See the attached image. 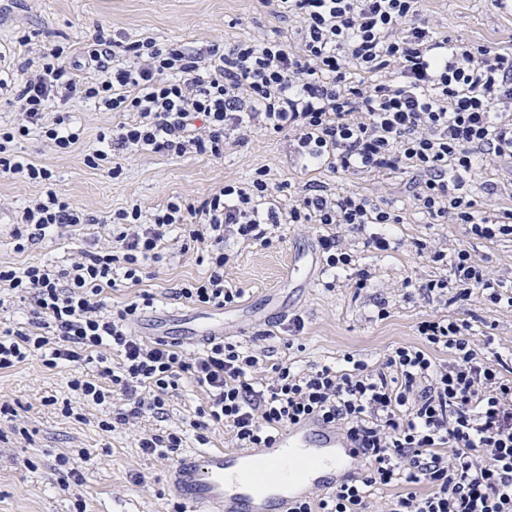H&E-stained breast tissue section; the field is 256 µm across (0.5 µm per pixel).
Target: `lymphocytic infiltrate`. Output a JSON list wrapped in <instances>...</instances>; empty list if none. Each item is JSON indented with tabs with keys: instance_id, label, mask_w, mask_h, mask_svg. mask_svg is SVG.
<instances>
[{
	"instance_id": "lymphocytic-infiltrate-1",
	"label": "lymphocytic infiltrate",
	"mask_w": 512,
	"mask_h": 512,
	"mask_svg": "<svg viewBox=\"0 0 512 512\" xmlns=\"http://www.w3.org/2000/svg\"><path fill=\"white\" fill-rule=\"evenodd\" d=\"M275 18L294 23L260 39L211 45L200 54L184 44L112 38L97 31L80 59L45 49L37 69L7 72L22 121L0 132V175L43 184L28 201L12 237L17 252L64 229L90 223L54 187L45 165L18 152L31 134L67 150L81 140L66 104L80 101L127 118L99 132L90 165L143 151L177 158L224 154L226 140L244 145L253 133L292 132L310 165L342 175L409 172L414 200L427 219L461 224L468 236L512 235V211H481L468 191L483 160L512 157V50L440 34L425 0H267ZM101 79L83 80L80 68ZM112 242L78 250L70 265H0V290L29 305L27 321L0 325V369L38 358L49 368L71 364L73 390L100 406L104 431L160 418L179 380L206 401L193 430L226 425L236 447L266 448L274 435L319 416L358 443L363 467L336 489L295 503L291 512H367L376 487L405 486L390 512H512V379L478 357L470 322L421 321V343L400 345L384 368L353 361L296 372L279 365L257 380L256 356L223 338L196 355L132 329L154 296L141 292L123 307L112 291L139 285L146 266L163 261L165 238L180 233V254L207 262L206 277L182 284L177 297L217 308L242 289L225 277L228 232L269 245L284 224H398L402 218L366 194L309 186L288 209L270 202L267 182L227 183L201 199L175 197L151 218L140 204L115 212ZM448 274L422 284L424 295L457 283L454 301L479 295L501 302L503 281L460 247L437 253ZM448 351L442 365L433 350ZM126 409L113 411L115 399Z\"/></svg>"
}]
</instances>
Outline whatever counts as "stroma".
<instances>
[{
    "label": "stroma",
    "instance_id": "obj_1",
    "mask_svg": "<svg viewBox=\"0 0 512 512\" xmlns=\"http://www.w3.org/2000/svg\"><path fill=\"white\" fill-rule=\"evenodd\" d=\"M426 14L438 30L512 49V0L499 6L493 0H427ZM277 25L263 0H0V45L10 48L6 62L14 69L37 60L47 46L81 50L101 27L161 44L180 42L202 52L213 44L263 36ZM73 119L84 130L82 144L61 153L30 139L21 141L19 149L47 165L56 188L70 204L93 216V223L16 252L11 233L17 216L43 187L0 177V264L65 266L77 248L109 241V216L131 203H140L149 214L172 197L201 198L224 184L253 179L262 170L280 205H287L305 185L317 183L375 196L399 211L403 221L386 228L370 224L362 230L342 229L355 262L333 269L322 256V229L316 224L282 226L268 247L233 235L225 238L224 250L231 256L227 279L244 295L234 305L213 309L212 315L223 319L226 341L259 357L260 377H271L273 366L281 363L296 371L324 364L342 369L349 356L372 368L382 366L392 348L419 345L418 322L443 315L470 320L478 355L492 364L506 361L512 370V305H493L477 296L449 304L422 295L420 285L437 278L441 269L414 247L421 241L449 253L467 244L482 266L512 282V235L472 239L464 225L428 223L415 206L412 174L342 176L325 166L308 167L292 136L260 131L245 145L227 146L220 158L151 152L123 156L115 177L108 167H90L86 154L99 132L118 122V115L78 103ZM486 181L496 184L494 196H486ZM471 192L479 210H512V159L482 163ZM379 231L395 239L396 248L366 251V238ZM166 250L170 261L149 266L140 286L112 294L115 306L142 289L154 294L153 307L135 325L142 336L159 321L168 330H180L198 311L173 299L170 290L203 277L205 266L194 255H177L175 245ZM293 263L301 274L290 279L286 273ZM362 268L371 280L357 290L353 283ZM297 315L304 329L292 336L286 327ZM487 331L494 338L489 345L483 338ZM71 373L69 366L50 369L37 359L0 371V405L10 408L9 414L0 415V512H173L175 500L168 487L172 463L144 454L137 440L155 431L186 430L205 402L204 393L190 380H181L167 396L165 421L145 418L105 432L98 425V408L84 404L71 389ZM67 402L82 412V420L63 414ZM62 456L68 457V466L59 464ZM71 469L83 475L82 485L67 484Z\"/></svg>",
    "mask_w": 512,
    "mask_h": 512
}]
</instances>
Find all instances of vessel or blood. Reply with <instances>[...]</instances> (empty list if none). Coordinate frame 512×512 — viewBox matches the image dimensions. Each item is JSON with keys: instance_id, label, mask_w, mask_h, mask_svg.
<instances>
[{"instance_id": "obj_1", "label": "vessel or blood", "mask_w": 512, "mask_h": 512, "mask_svg": "<svg viewBox=\"0 0 512 512\" xmlns=\"http://www.w3.org/2000/svg\"><path fill=\"white\" fill-rule=\"evenodd\" d=\"M224 333L223 322L200 316L181 334L194 344ZM356 442L319 418L281 430L271 447L209 448L184 455L170 470V484L186 512H289L313 490L332 489L350 475L341 456Z\"/></svg>"}]
</instances>
